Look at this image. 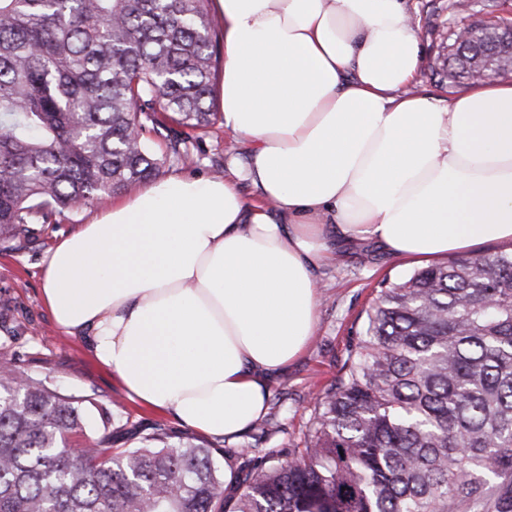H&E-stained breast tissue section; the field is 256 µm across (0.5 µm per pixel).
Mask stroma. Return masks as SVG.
I'll use <instances>...</instances> for the list:
<instances>
[{"mask_svg":"<svg viewBox=\"0 0 512 512\" xmlns=\"http://www.w3.org/2000/svg\"><path fill=\"white\" fill-rule=\"evenodd\" d=\"M453 0H410L412 17L420 26L423 61L418 80L438 97L450 99L468 90L467 85L442 80L448 66V35L457 22L450 6ZM188 147L194 162L184 166L167 162L163 175L210 177L214 160L245 158L243 141L222 125L194 135ZM111 198L58 215L55 223L43 226L27 248L15 250L0 244V362H10L28 375L45 379L50 388L85 398L84 424L88 436L103 433L104 415L122 421L124 428L112 436L116 448L139 446L142 437L157 424L183 433L171 413L131 402L117 376L101 367L88 353L82 340L60 332L42 299L41 260L59 238L88 223L111 207ZM336 259L320 268L318 322L305 352L289 364L270 389L277 404L280 432L264 440L267 448H299L313 415L310 398L329 387L346 358V347L359 331L374 289L383 278L401 279L427 266L424 258L385 255L373 245L355 250L336 244Z\"/></svg>","mask_w":512,"mask_h":512,"instance_id":"obj_1","label":"stroma"}]
</instances>
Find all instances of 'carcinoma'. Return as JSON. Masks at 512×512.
<instances>
[{
  "label": "carcinoma",
  "instance_id": "1",
  "mask_svg": "<svg viewBox=\"0 0 512 512\" xmlns=\"http://www.w3.org/2000/svg\"><path fill=\"white\" fill-rule=\"evenodd\" d=\"M211 0H0V242L191 160L223 42ZM454 40L448 77L501 54ZM167 141L151 153L146 134ZM0 367V512H512V251L383 279L302 448L83 435L85 400Z\"/></svg>",
  "mask_w": 512,
  "mask_h": 512
}]
</instances>
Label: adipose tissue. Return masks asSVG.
<instances>
[{
	"instance_id": "ef3b65f1",
	"label": "adipose tissue",
	"mask_w": 512,
	"mask_h": 512,
	"mask_svg": "<svg viewBox=\"0 0 512 512\" xmlns=\"http://www.w3.org/2000/svg\"><path fill=\"white\" fill-rule=\"evenodd\" d=\"M212 9L222 125L246 163L152 181L62 236L43 299L130 400L236 441L315 332L331 239L402 258L512 244V83L446 101L416 86L408 0Z\"/></svg>"
}]
</instances>
